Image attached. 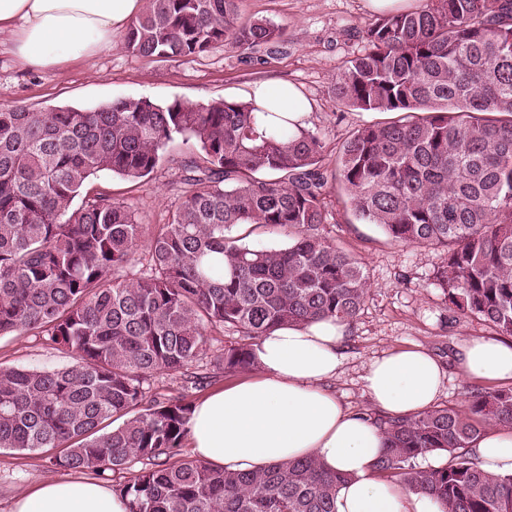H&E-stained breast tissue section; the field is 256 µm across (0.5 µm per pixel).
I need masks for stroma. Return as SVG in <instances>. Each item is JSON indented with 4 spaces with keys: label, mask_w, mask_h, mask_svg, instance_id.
<instances>
[{
    "label": "stroma",
    "mask_w": 512,
    "mask_h": 512,
    "mask_svg": "<svg viewBox=\"0 0 512 512\" xmlns=\"http://www.w3.org/2000/svg\"><path fill=\"white\" fill-rule=\"evenodd\" d=\"M242 18L266 17L281 25L282 41L255 49L221 46L198 58H143L120 44L92 59H75L45 72L19 71L9 56H0V107L25 105L95 108L124 97H146L164 103L174 99L205 104L218 99L246 98L259 80H286L310 100L309 130L325 143L322 166L331 170L343 143L377 114L337 104L333 83L345 61L364 45V32L376 14L365 0H240ZM192 145L175 142L173 160L151 179L131 182L100 173L86 185L88 193H105L134 211L145 233L167 223L183 200L180 164L188 160ZM325 209L323 231L345 253L357 259L370 282L368 295L341 349L342 365L326 386L345 407L373 414L365 390L369 363L385 352L418 346L434 355L446 373L437 400L441 407H459L480 385L463 379L456 369L459 344L467 338H498L493 325L462 314L453 307L434 275L446 259L444 249L392 242L373 224L355 219L344 191L336 181L322 190ZM75 356L47 345L41 335L0 336V365L30 369H61L75 365ZM239 373L209 379L194 387L174 372L152 379L153 392L181 396L194 403L211 391L239 380ZM98 477L109 487L129 478L128 472L97 476L86 469L72 471L54 463L50 451L0 450V512H12L22 492L43 482Z\"/></svg>",
    "instance_id": "35a3bbf8"
}]
</instances>
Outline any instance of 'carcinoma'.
<instances>
[{
  "label": "carcinoma",
  "instance_id": "carcinoma-1",
  "mask_svg": "<svg viewBox=\"0 0 512 512\" xmlns=\"http://www.w3.org/2000/svg\"><path fill=\"white\" fill-rule=\"evenodd\" d=\"M238 2L144 0L122 48L188 58L281 38L266 18L240 20ZM333 93L345 107L396 114L358 129L336 163L356 218L394 242L445 248L435 282L448 301L512 336V0L381 14ZM179 139L198 148L181 165L188 190L150 239L108 195L74 204L101 172L148 178ZM322 149L251 100L0 108V335L38 330L78 359L0 366V450L62 447V468L129 470L116 489L129 512H335L345 476L313 458L248 473L176 458L192 405L149 394L160 371L207 381L198 368L213 330L239 336L214 356L228 373L254 368L255 341L279 327L356 317L368 281L320 233ZM252 224L293 242L256 248L232 235ZM141 253L146 269L131 277ZM379 425L377 470L405 490L443 512H512V474L481 469L471 448L486 426L512 428V388ZM437 451L452 463L415 465Z\"/></svg>",
  "mask_w": 512,
  "mask_h": 512
}]
</instances>
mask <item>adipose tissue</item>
<instances>
[{"label":"adipose tissue","instance_id":"obj_1","mask_svg":"<svg viewBox=\"0 0 512 512\" xmlns=\"http://www.w3.org/2000/svg\"><path fill=\"white\" fill-rule=\"evenodd\" d=\"M143 0H0V42L21 70H49L111 49ZM257 106L308 126L311 105L293 85L263 80L250 92ZM348 322L325 318L280 327L255 347L257 377L214 390L193 407L188 446L201 461L229 472L315 458L347 474L336 491V512H439L434 499L381 479L376 462L386 439L367 416L346 409L325 383L341 366ZM466 379H512V341L469 338L458 354ZM371 404L393 417L431 408L446 375L421 348L374 359L364 376ZM479 465L512 473V430L492 429L472 444ZM13 512H129L128 501L104 483L64 479L36 485L14 502Z\"/></svg>","mask_w":512,"mask_h":512}]
</instances>
